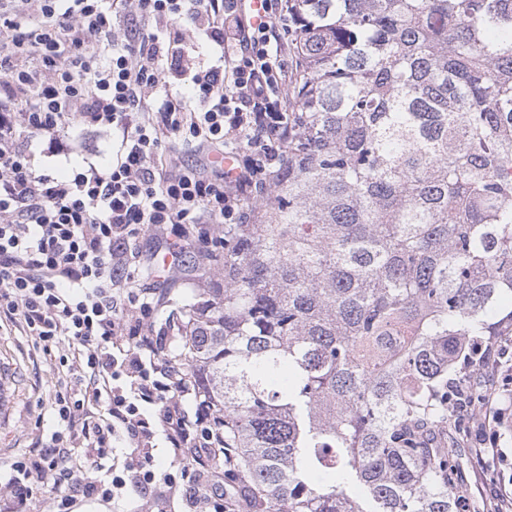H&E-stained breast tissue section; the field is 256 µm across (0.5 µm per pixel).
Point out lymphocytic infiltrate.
I'll list each match as a JSON object with an SVG mask.
<instances>
[{
	"label": "lymphocytic infiltrate",
	"instance_id": "1",
	"mask_svg": "<svg viewBox=\"0 0 512 512\" xmlns=\"http://www.w3.org/2000/svg\"><path fill=\"white\" fill-rule=\"evenodd\" d=\"M27 18L0 9V302L35 348L56 354L65 384L54 396L57 428L46 448L0 468V487L19 512L52 477L53 512L75 496L115 499L119 490L157 486L236 512L226 480L238 474L232 452L224 472L153 467L150 438L174 455L211 453L203 407L187 411L193 387L162 357L154 335L160 299L138 288L151 265L133 246L179 227L209 259L228 224L249 221L285 163L288 142V0H25ZM176 27L195 61L169 54L157 33L118 34L121 20ZM184 76L190 96L171 89ZM72 126L111 128L105 171L68 178L36 173L25 135ZM233 157L230 168L179 166L171 139ZM469 401L456 422L478 420V458L496 456L488 430L498 421L497 387L512 384V335L478 346ZM107 415L89 420L91 407Z\"/></svg>",
	"mask_w": 512,
	"mask_h": 512
}]
</instances>
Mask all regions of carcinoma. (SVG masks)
<instances>
[{
  "label": "carcinoma",
  "mask_w": 512,
  "mask_h": 512,
  "mask_svg": "<svg viewBox=\"0 0 512 512\" xmlns=\"http://www.w3.org/2000/svg\"><path fill=\"white\" fill-rule=\"evenodd\" d=\"M287 159L173 361L247 512H456L441 434L512 309V0H288Z\"/></svg>",
  "instance_id": "carcinoma-1"
}]
</instances>
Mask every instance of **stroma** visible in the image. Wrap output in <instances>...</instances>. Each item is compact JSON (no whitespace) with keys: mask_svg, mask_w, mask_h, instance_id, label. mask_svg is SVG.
<instances>
[{"mask_svg":"<svg viewBox=\"0 0 512 512\" xmlns=\"http://www.w3.org/2000/svg\"><path fill=\"white\" fill-rule=\"evenodd\" d=\"M66 153H49L48 138L37 139L33 165L37 173L55 177L70 175L88 165L105 168L112 158V132L100 128L92 132L73 127L61 137ZM140 287L162 295L163 303L154 319L155 331L167 347H174L178 336L171 315L192 300L203 282L197 273H186L183 281L149 276L140 279ZM0 362L11 367L6 386L13 397L9 417L0 422V462L13 461L36 448L44 447L56 428L52 401L59 390L53 360L32 346L17 324L0 312ZM497 429L498 454L495 461L478 460L467 433L448 430V447L458 464L470 501L471 512H492L494 491L512 489V397L500 403Z\"/></svg>","mask_w":512,"mask_h":512,"instance_id":"35a3bbf8","label":"stroma"}]
</instances>
